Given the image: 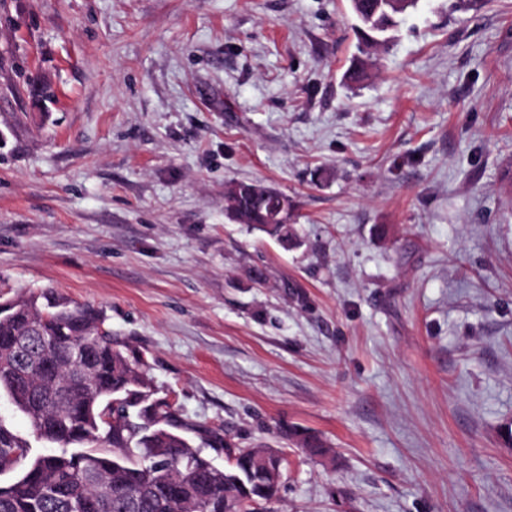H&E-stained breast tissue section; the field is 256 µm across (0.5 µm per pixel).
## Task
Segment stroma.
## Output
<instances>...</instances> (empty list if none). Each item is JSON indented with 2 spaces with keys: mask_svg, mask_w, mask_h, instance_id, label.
Here are the masks:
<instances>
[{
  "mask_svg": "<svg viewBox=\"0 0 512 512\" xmlns=\"http://www.w3.org/2000/svg\"><path fill=\"white\" fill-rule=\"evenodd\" d=\"M353 24L0 0V301L93 305L187 422L281 450L268 512H512V0H419L358 85ZM273 189L256 183H233L224 192L225 210L240 224H266L268 219L279 222L291 217L292 203L288 196L278 192L270 194ZM243 217H247L244 220Z\"/></svg>",
  "mask_w": 512,
  "mask_h": 512,
  "instance_id": "1",
  "label": "stroma"
}]
</instances>
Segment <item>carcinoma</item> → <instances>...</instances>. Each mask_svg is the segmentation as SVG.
Here are the masks:
<instances>
[{"mask_svg": "<svg viewBox=\"0 0 512 512\" xmlns=\"http://www.w3.org/2000/svg\"><path fill=\"white\" fill-rule=\"evenodd\" d=\"M419 0H349L359 45L384 50ZM370 56L353 60L351 83L366 79ZM225 210L239 224L290 218L292 203L256 183H233ZM102 311L54 289L0 304V393L34 438L61 448L31 456V443L0 423V512H256L280 485L247 473L265 448L220 468L202 449L227 448L222 428H195L155 396L141 357L126 356ZM193 432L201 444L193 445Z\"/></svg>", "mask_w": 512, "mask_h": 512, "instance_id": "1", "label": "carcinoma"}]
</instances>
